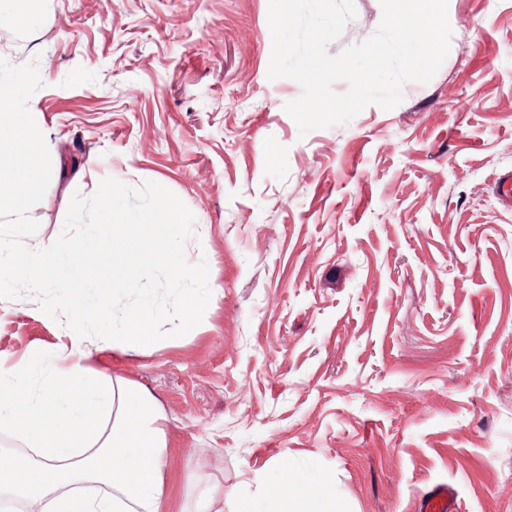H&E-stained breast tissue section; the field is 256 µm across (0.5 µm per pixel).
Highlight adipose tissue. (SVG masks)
Segmentation results:
<instances>
[{
  "label": "adipose tissue",
  "instance_id": "1",
  "mask_svg": "<svg viewBox=\"0 0 512 512\" xmlns=\"http://www.w3.org/2000/svg\"><path fill=\"white\" fill-rule=\"evenodd\" d=\"M17 97L15 83L1 78L0 273L38 292L61 287L56 302L70 316V345L55 353L36 345L19 359L0 356V429L23 449L0 454V496L25 503L29 512H159L166 438L153 398L84 363V326L108 309L88 302L83 270L115 233L120 187L99 186L96 219L85 234L26 251L21 238L31 228L38 188L86 171L41 150L33 115L17 110ZM278 468L288 502L347 512L327 485L295 484L287 462Z\"/></svg>",
  "mask_w": 512,
  "mask_h": 512
}]
</instances>
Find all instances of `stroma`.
Segmentation results:
<instances>
[{"instance_id": "stroma-1", "label": "stroma", "mask_w": 512, "mask_h": 512, "mask_svg": "<svg viewBox=\"0 0 512 512\" xmlns=\"http://www.w3.org/2000/svg\"><path fill=\"white\" fill-rule=\"evenodd\" d=\"M330 54L362 42L380 0ZM27 10L17 27L8 16ZM269 0H0V74L49 151L92 170L36 193L26 249L93 220L98 180L153 181L195 217L202 322L86 365L148 390L160 512H274L276 466L351 512H512V0H448L449 53L390 110L300 135L270 80ZM54 299L0 287V354L68 345ZM453 489L448 485H442L431 490L422 501L421 512H452L451 501Z\"/></svg>"}]
</instances>
